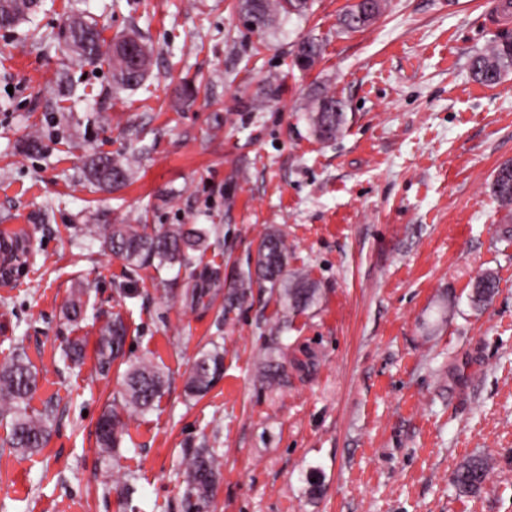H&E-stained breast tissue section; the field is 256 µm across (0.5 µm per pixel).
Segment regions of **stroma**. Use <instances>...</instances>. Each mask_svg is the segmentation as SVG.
<instances>
[{
    "label": "stroma",
    "mask_w": 512,
    "mask_h": 512,
    "mask_svg": "<svg viewBox=\"0 0 512 512\" xmlns=\"http://www.w3.org/2000/svg\"><path fill=\"white\" fill-rule=\"evenodd\" d=\"M348 0L271 33L239 0H41L31 21L0 29V231L27 230L34 261L0 288V360L23 348L38 372L30 402L56 407L47 446L0 449V512H184L181 460L212 448L224 468L209 512H512V239L489 182L512 162V74L476 83L471 57L512 37L506 0H388L360 32L339 33ZM97 22L104 46L127 35L154 47L142 89L117 91L108 64L79 66L28 39L60 35L72 9ZM317 38L307 71L296 42ZM69 70L83 96L57 101ZM280 89L261 110L268 76ZM199 87L180 99L184 80ZM342 99L343 132L309 131L314 90ZM40 136L41 152L22 145ZM150 151L127 185L90 192L87 155ZM181 224L209 238L188 268L128 267L87 238V224ZM279 230L288 272L319 288L285 312L268 285L228 302L254 274L258 243ZM498 291L470 293L484 271ZM202 305L184 292L211 272ZM91 307L74 324L71 289ZM131 356L170 378L158 407L127 417L120 467L99 461L96 424L122 390L119 368L95 373L112 316ZM85 343L67 368V340ZM224 342V376L202 399L183 394L198 350ZM279 364L267 383L255 378ZM473 455L494 466L480 492L452 485ZM322 491L309 496L311 478ZM322 54V45L315 38H312L306 42V45L301 49L299 53H295L293 58V66L297 67L301 71H307L311 69ZM497 288L496 277L492 272L482 274L473 284L471 301L474 306L480 307L489 301Z\"/></svg>",
    "instance_id": "obj_1"
}]
</instances>
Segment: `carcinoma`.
Returning <instances> with one entry per match:
<instances>
[{
	"label": "carcinoma",
	"mask_w": 512,
	"mask_h": 512,
	"mask_svg": "<svg viewBox=\"0 0 512 512\" xmlns=\"http://www.w3.org/2000/svg\"><path fill=\"white\" fill-rule=\"evenodd\" d=\"M38 7L37 0H0V28H13L31 15ZM311 0H239L240 11L247 16L257 14L262 32L276 29L288 17L306 16L311 10ZM384 0H356L346 5L339 17V27L344 32L366 29L381 14ZM64 43L57 46L68 51L81 65H94L107 57L112 66V82L119 90H131L143 84L152 62V50L143 45L138 68L128 64L119 45L113 44L112 53L102 51L100 32L94 19L82 12L66 19ZM322 54V45L312 38L295 54L293 66L301 71L311 69ZM473 80L483 86L498 85L512 73V40L507 38L471 59ZM309 129L316 139L330 141L343 130L346 123L344 102L323 92L310 97L307 109ZM84 180L93 192L112 191L124 185L130 169L124 155L97 154L92 156L83 171ZM492 196L504 208L512 210V162L498 167L490 183ZM85 235L103 238V245L114 255L132 266L152 265L160 271L165 267L193 264L194 253L204 249L207 232L187 230L181 225L150 227L148 224H112L105 228L88 227ZM4 239L16 246V262L28 263V239L24 232L6 235ZM287 247L277 230L268 231L257 246L255 270L257 278L278 289L279 301L289 312H301L318 300V288L306 274L284 276ZM219 282L218 274L202 284L186 289L185 298L191 305H199L208 294V287ZM497 288L496 277L491 272L482 274L473 284L471 301L479 307L489 301ZM84 289L74 288L66 303L65 312L73 322L84 319L88 302ZM127 326L117 316L101 329L96 349V372L106 375L116 361L126 365L123 372L124 393L122 406L136 412H147L159 404L165 395L169 380L164 369L152 359L142 356L125 359ZM64 361L79 365L84 359V344L79 338L67 342L62 349ZM224 374V346L211 342V348L196 356L184 382L186 396H204ZM37 373L26 353L15 349L13 355L0 363V420L9 426L4 444L20 455L32 456L47 443L54 420L53 406L33 412L29 404L37 391ZM127 424L115 409L105 411L97 422V454L103 461L115 459L126 435ZM184 468L185 512H202L214 494L221 477L222 455L213 448H195L182 460ZM490 469L489 460L481 455L472 456L460 463L453 472L452 482L461 494L478 492L485 483Z\"/></svg>",
	"instance_id": "1"
}]
</instances>
